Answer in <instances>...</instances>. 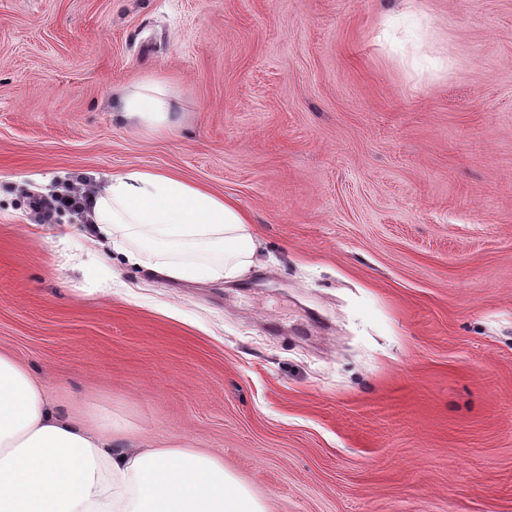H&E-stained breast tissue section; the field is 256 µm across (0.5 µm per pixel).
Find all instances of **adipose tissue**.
<instances>
[{
	"mask_svg": "<svg viewBox=\"0 0 512 512\" xmlns=\"http://www.w3.org/2000/svg\"><path fill=\"white\" fill-rule=\"evenodd\" d=\"M176 95L145 78L124 94L128 126L175 125ZM88 219L99 245L176 282L216 283L247 272L256 239L234 200L176 174L129 168L92 193ZM0 512H267L197 448L134 441L121 422L61 413L46 386L0 353Z\"/></svg>",
	"mask_w": 512,
	"mask_h": 512,
	"instance_id": "adipose-tissue-1",
	"label": "adipose tissue"
}]
</instances>
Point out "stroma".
<instances>
[{
  "label": "stroma",
  "instance_id": "1",
  "mask_svg": "<svg viewBox=\"0 0 512 512\" xmlns=\"http://www.w3.org/2000/svg\"><path fill=\"white\" fill-rule=\"evenodd\" d=\"M149 76L169 130L114 116ZM133 167L236 201L256 265L29 208ZM0 352L268 512H512V0H0Z\"/></svg>",
  "mask_w": 512,
  "mask_h": 512
}]
</instances>
